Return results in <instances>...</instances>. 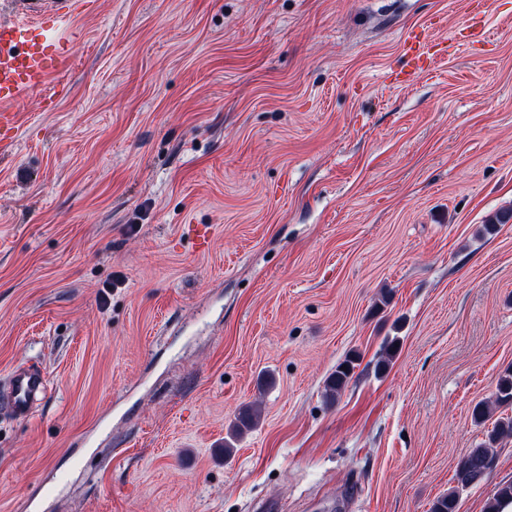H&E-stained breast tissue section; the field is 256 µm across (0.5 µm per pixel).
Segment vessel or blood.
I'll use <instances>...</instances> for the list:
<instances>
[{
    "instance_id": "b4317fda",
    "label": "vessel or blood",
    "mask_w": 512,
    "mask_h": 512,
    "mask_svg": "<svg viewBox=\"0 0 512 512\" xmlns=\"http://www.w3.org/2000/svg\"><path fill=\"white\" fill-rule=\"evenodd\" d=\"M56 30L0 19V139L18 122L13 104L22 95L45 88L59 74L65 57ZM8 407L18 418L31 414L33 402L47 386L42 369L19 367L5 382Z\"/></svg>"
}]
</instances>
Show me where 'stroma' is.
<instances>
[{
  "label": "stroma",
  "instance_id": "stroma-1",
  "mask_svg": "<svg viewBox=\"0 0 512 512\" xmlns=\"http://www.w3.org/2000/svg\"><path fill=\"white\" fill-rule=\"evenodd\" d=\"M44 19L67 63L0 152V381L50 389L0 415V512H430L512 418V0ZM494 453L458 512L512 482ZM403 48L406 54H409L414 60L421 63H427L431 60L430 49L426 38L408 33L403 40ZM354 364V359H347L338 364L336 369L329 375L326 382V393L330 399H336V395L347 386L353 375ZM342 366H346V370H342ZM5 386L11 413L26 418L32 412L34 399L46 388L47 377L41 368L18 367L8 376Z\"/></svg>",
  "mask_w": 512,
  "mask_h": 512
}]
</instances>
